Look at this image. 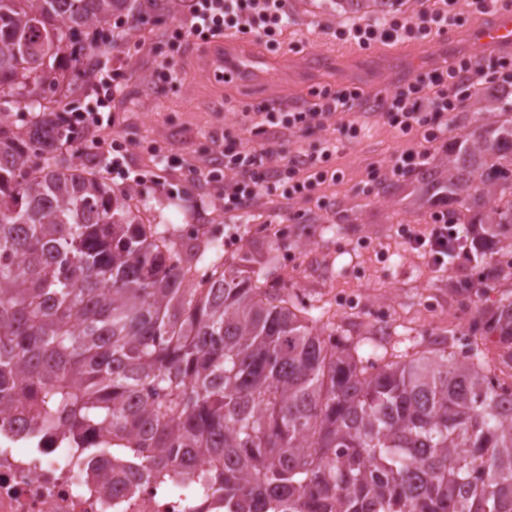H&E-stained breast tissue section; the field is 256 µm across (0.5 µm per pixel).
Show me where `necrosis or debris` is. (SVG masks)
<instances>
[{"mask_svg": "<svg viewBox=\"0 0 512 512\" xmlns=\"http://www.w3.org/2000/svg\"><path fill=\"white\" fill-rule=\"evenodd\" d=\"M219 495L192 481L167 480L79 459L67 433L27 434L18 414H0V512H224Z\"/></svg>", "mask_w": 512, "mask_h": 512, "instance_id": "4bbe7bcc", "label": "necrosis or debris"}]
</instances>
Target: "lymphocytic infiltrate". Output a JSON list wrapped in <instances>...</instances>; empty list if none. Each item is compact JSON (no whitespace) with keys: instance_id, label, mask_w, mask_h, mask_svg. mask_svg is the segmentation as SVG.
<instances>
[{"instance_id":"lymphocytic-infiltrate-1","label":"lymphocytic infiltrate","mask_w":512,"mask_h":512,"mask_svg":"<svg viewBox=\"0 0 512 512\" xmlns=\"http://www.w3.org/2000/svg\"><path fill=\"white\" fill-rule=\"evenodd\" d=\"M288 0H189L188 22L174 26L168 40L181 44L189 38L208 42L227 31L256 37L268 48L279 46L278 37L289 22ZM456 0H441L434 9H424L412 16L400 13L379 20L354 19L338 26L334 37L357 43L361 48L374 44L396 43L403 40H426L447 33L457 23ZM100 97L83 111L69 112L66 124L75 129L103 126L104 110L121 90L124 74L119 64L103 58L99 64ZM512 83V60L500 57L493 71L474 66L470 57H460L455 63L441 60L418 72L412 79L396 85L389 93L376 97L384 123L399 137L412 140V147L392 155L383 166L368 169L365 186L375 189L384 183L412 178L429 166V143L448 135V118L460 111L469 90L482 82ZM368 103L362 92L343 87L326 89L315 100L300 109L287 104L265 106L261 122H252L242 115L234 136L217 137L218 155L223 166L196 170L203 183H223L224 211L234 215L244 212L259 200H313L318 187L337 180L336 172L327 167L344 141L358 138L363 126L353 118L354 113L366 111ZM276 128L286 135L304 134L316 129L334 128L335 137L324 139L318 149L307 155L289 157L280 166H273L276 149H256L247 139ZM406 246L424 253L430 264L442 266L449 257L468 259L466 227L448 221V209L438 205L430 224L421 227L401 226L398 230Z\"/></svg>"}]
</instances>
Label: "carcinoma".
<instances>
[{
	"label": "carcinoma",
	"instance_id": "1",
	"mask_svg": "<svg viewBox=\"0 0 512 512\" xmlns=\"http://www.w3.org/2000/svg\"><path fill=\"white\" fill-rule=\"evenodd\" d=\"M127 2L0 0V98L50 131L0 124V412L130 434L75 451L195 476L236 512H512V289L474 310L465 352L403 348L323 320L214 236L144 220L62 118L93 84L85 35ZM331 2L379 19L398 0ZM464 121L443 195L448 223L480 228L473 269L501 258L493 291L512 280V90H475Z\"/></svg>",
	"mask_w": 512,
	"mask_h": 512
}]
</instances>
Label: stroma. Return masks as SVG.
<instances>
[{"label":"stroma","mask_w":512,"mask_h":512,"mask_svg":"<svg viewBox=\"0 0 512 512\" xmlns=\"http://www.w3.org/2000/svg\"><path fill=\"white\" fill-rule=\"evenodd\" d=\"M133 12L114 15L109 31L122 39V59L128 79L112 101V124L84 136L85 147L94 139L129 143L127 165L143 175L138 196L161 221L177 228H200L224 243L225 254H247L254 265L276 256L270 277L274 286L294 288L303 302L335 313L351 335L375 321L413 337L439 336L464 323L448 305L456 281L471 278L472 270L449 261L429 266L416 253L405 250L397 235L402 224L429 223L433 207L414 189V180L387 185L385 191L367 193L362 182L370 166L388 162L404 141L375 116L364 114V134L345 143L329 166L339 180L319 190L328 201L326 210L316 202L263 204L238 216L225 214L215 190L195 183L189 164L215 151L213 133L237 124L240 113L257 111L276 100L303 102L312 91L329 86H350L367 94L396 86L404 73L416 72L433 61L420 42L403 44V53L387 69L370 65L372 50H364V63L341 62L307 74L296 64L308 60L321 44H334L331 34L340 19L329 0H288L291 21L280 36V53L289 63L262 83L249 85L225 79L207 65L199 53L200 41L182 48L169 46L167 30L186 20L181 6L157 10L149 0H135ZM176 60V79L160 84L152 79L155 57ZM164 144L182 157L185 167L163 172L150 157L151 143Z\"/></svg>","instance_id":"obj_1"}]
</instances>
